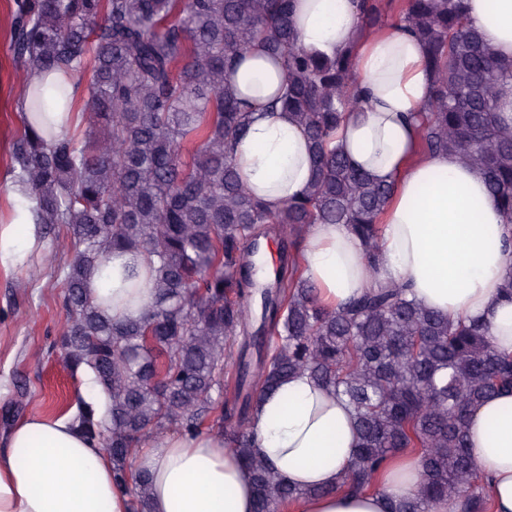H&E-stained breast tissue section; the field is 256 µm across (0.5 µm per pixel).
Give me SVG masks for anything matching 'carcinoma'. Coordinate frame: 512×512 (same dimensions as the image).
<instances>
[{
	"label": "carcinoma",
	"instance_id": "obj_1",
	"mask_svg": "<svg viewBox=\"0 0 512 512\" xmlns=\"http://www.w3.org/2000/svg\"><path fill=\"white\" fill-rule=\"evenodd\" d=\"M391 8L356 0L359 31L382 26ZM290 14L291 0H13L22 81L39 70L86 78L85 132L47 141L20 111L9 166L36 197L43 229L65 230L75 246L59 269L66 327L51 350L73 375L91 369L107 401L100 414L77 398L75 428L105 448L131 512H149V478L132 450L171 430L224 435L252 471L256 512H278L313 491L255 455L249 417L263 390L307 370L356 414L344 491L375 488L379 468L411 451L422 461L419 488L390 512H431L445 497L462 499V512H489L467 421L486 397L512 389V357L481 325L450 324L400 286L327 310L289 252L307 226L345 224L376 263L377 219L393 191L331 146L356 105L352 58L305 52ZM399 16L434 74L422 151L478 168L512 217V127L498 119L512 60L488 51L464 0H402ZM257 45L283 61L280 102L304 128L314 171L276 213L240 182L231 156L248 113L227 75ZM270 235L283 256L260 282L250 269ZM115 252L141 254L155 271L151 305L123 322L86 288Z\"/></svg>",
	"mask_w": 512,
	"mask_h": 512
}]
</instances>
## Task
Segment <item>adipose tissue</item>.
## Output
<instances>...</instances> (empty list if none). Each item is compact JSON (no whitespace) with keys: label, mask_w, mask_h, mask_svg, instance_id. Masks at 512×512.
<instances>
[{"label":"adipose tissue","mask_w":512,"mask_h":512,"mask_svg":"<svg viewBox=\"0 0 512 512\" xmlns=\"http://www.w3.org/2000/svg\"><path fill=\"white\" fill-rule=\"evenodd\" d=\"M469 23L497 58L512 59V0H466ZM291 23L301 47L333 57L352 51L357 110L336 130V144L371 179L392 185L380 218L378 265L343 224H313L300 258L319 302L333 310L372 287L403 286L426 309L448 319L483 324L494 347L512 354V300L503 283L512 270V226L491 196L483 174L452 153L419 154L417 126L432 73L422 42L391 27L359 37L353 0H293ZM282 63L254 49L230 75L241 104L254 115L235 147L246 188L269 210L301 196L311 182L310 153L295 116L269 104L282 91ZM77 78L38 71L29 89L47 103L30 117L39 133L57 135L77 120ZM0 195V267L23 265L39 252L36 200L23 184L6 181ZM154 292V272L141 256L112 254L88 294L122 321L141 316ZM250 427L255 451L274 472L317 497L280 512H388L390 499L413 494L418 456L392 458L375 492L342 491L358 444L355 413L335 391L299 372L258 397ZM469 451L486 476L491 512H512V394L486 399L468 422ZM151 476V512H254L250 471L214 432L171 431L135 451ZM0 512H129L126 489L112 462L74 428L71 416L33 413L11 430L0 450Z\"/></svg>","instance_id":"obj_1"}]
</instances>
